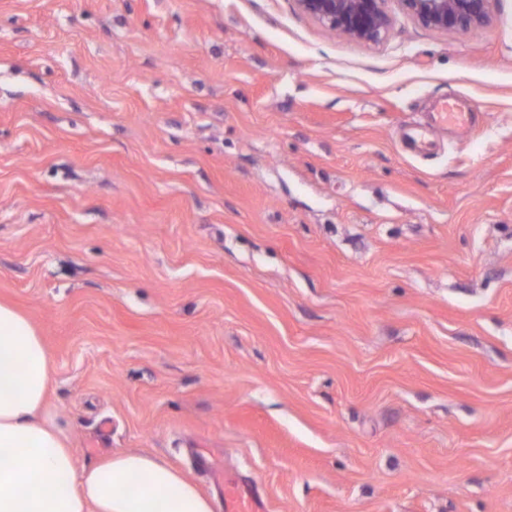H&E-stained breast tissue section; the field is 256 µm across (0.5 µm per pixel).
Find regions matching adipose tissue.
I'll use <instances>...</instances> for the list:
<instances>
[{
  "mask_svg": "<svg viewBox=\"0 0 512 512\" xmlns=\"http://www.w3.org/2000/svg\"><path fill=\"white\" fill-rule=\"evenodd\" d=\"M50 383L39 328L0 302V512H213L178 470L148 453L78 468L54 422Z\"/></svg>",
  "mask_w": 512,
  "mask_h": 512,
  "instance_id": "ef3b65f1",
  "label": "adipose tissue"
}]
</instances>
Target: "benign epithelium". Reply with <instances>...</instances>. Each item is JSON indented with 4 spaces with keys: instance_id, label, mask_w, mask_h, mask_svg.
Instances as JSON below:
<instances>
[{
    "instance_id": "1",
    "label": "benign epithelium",
    "mask_w": 512,
    "mask_h": 512,
    "mask_svg": "<svg viewBox=\"0 0 512 512\" xmlns=\"http://www.w3.org/2000/svg\"><path fill=\"white\" fill-rule=\"evenodd\" d=\"M298 9L327 30L353 41L376 45L391 29L389 0H294ZM421 26L467 35L485 26L500 0H397Z\"/></svg>"
}]
</instances>
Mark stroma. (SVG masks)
<instances>
[{
	"label": "stroma",
	"instance_id": "obj_1",
	"mask_svg": "<svg viewBox=\"0 0 512 512\" xmlns=\"http://www.w3.org/2000/svg\"><path fill=\"white\" fill-rule=\"evenodd\" d=\"M389 9L368 46L294 0H0V301L78 467L512 512V0L466 37ZM470 102L462 97L442 100L436 112L439 120L447 121L449 124L466 129L471 124L472 112Z\"/></svg>",
	"mask_w": 512,
	"mask_h": 512
}]
</instances>
